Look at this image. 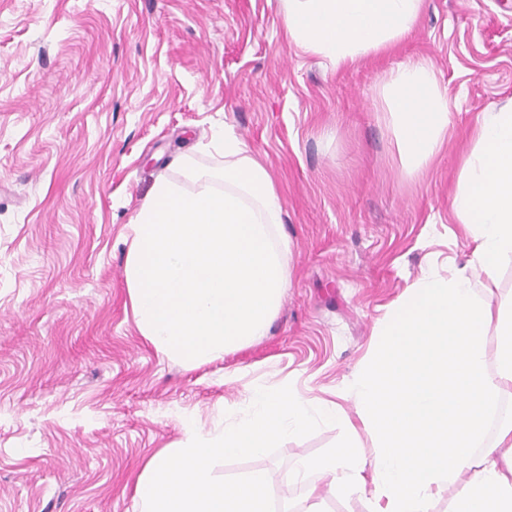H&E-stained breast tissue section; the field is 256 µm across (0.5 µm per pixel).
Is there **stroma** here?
Here are the masks:
<instances>
[{
    "label": "stroma",
    "mask_w": 512,
    "mask_h": 512,
    "mask_svg": "<svg viewBox=\"0 0 512 512\" xmlns=\"http://www.w3.org/2000/svg\"><path fill=\"white\" fill-rule=\"evenodd\" d=\"M431 63L448 141L402 176L377 105L384 72ZM512 98V0H425L413 32L340 70L289 41L279 0H0V512H134L147 458L234 424L255 385L340 402L347 421L272 454L215 466L267 477L340 449L345 392L377 322L421 268L472 244L450 202L481 112ZM231 126L286 214L291 284L269 333L188 369L139 333L127 305L130 222L172 160ZM320 512H372L370 491L322 485Z\"/></svg>",
    "instance_id": "stroma-1"
}]
</instances>
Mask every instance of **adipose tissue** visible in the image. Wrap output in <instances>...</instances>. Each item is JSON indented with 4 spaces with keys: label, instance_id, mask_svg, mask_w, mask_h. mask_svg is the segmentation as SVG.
Segmentation results:
<instances>
[{
    "label": "adipose tissue",
    "instance_id": "ef3b65f1",
    "mask_svg": "<svg viewBox=\"0 0 512 512\" xmlns=\"http://www.w3.org/2000/svg\"><path fill=\"white\" fill-rule=\"evenodd\" d=\"M424 0H280L289 39L338 69L382 53L415 27ZM405 176H421L448 134V97L430 63L381 79ZM451 212L473 243L448 276L417 275L379 321L349 391L373 440L308 463L299 479L372 485L374 512H431L437 492L461 481L453 512H512V419L490 428L512 398V307L493 286L512 260V99L482 112ZM496 340V361L486 343Z\"/></svg>",
    "mask_w": 512,
    "mask_h": 512
}]
</instances>
